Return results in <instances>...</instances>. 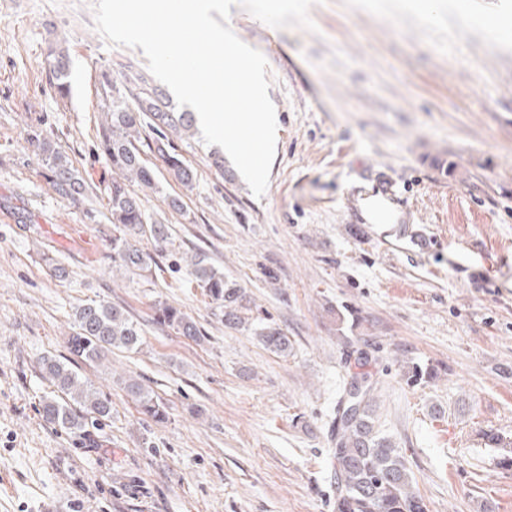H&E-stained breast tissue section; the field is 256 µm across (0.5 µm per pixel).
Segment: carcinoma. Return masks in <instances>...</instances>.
Instances as JSON below:
<instances>
[{
    "label": "carcinoma",
    "instance_id": "1",
    "mask_svg": "<svg viewBox=\"0 0 512 512\" xmlns=\"http://www.w3.org/2000/svg\"><path fill=\"white\" fill-rule=\"evenodd\" d=\"M46 77L49 86L61 99L71 95L69 53L56 41L48 43ZM103 96L98 150L112 168L108 186V206L112 224V269L142 273L151 269L153 257L141 246V238L157 243L167 241L165 224H150L143 199L132 190L133 185L151 191L156 189L153 170L142 157L143 148L157 154L166 164L172 178L184 188L193 187L194 169L186 164L167 136V132H188L194 126L193 113L179 110L165 93L140 72L121 77L105 71L101 75ZM155 133L152 142L141 141L144 119ZM29 145L42 156L43 176L55 193L63 199L80 203L86 198L85 188L66 155L47 137L33 136ZM191 274L199 287L219 309L224 325L238 329L249 322L250 298L245 289L207 263L202 254L188 260ZM155 321L176 333L201 341L204 335L193 318L167 302L155 305ZM75 331L68 337L69 352L84 359H97L116 348L133 351L142 343L141 330L127 311L104 300H89L75 308ZM254 335L269 351L286 355L291 341L279 328L260 325ZM43 370L58 392L66 396L59 401L48 397L42 412L51 423L73 433H83L80 413L96 419L112 416V401L65 364L48 356ZM364 382L357 406H343L338 400L336 429L331 449V462L336 484L334 512H425L422 497L412 487L404 457L395 444L375 429L374 401L377 384L365 372H356L351 380ZM124 389L139 404L142 414L161 422L166 419L164 404L152 396L135 378L124 381Z\"/></svg>",
    "mask_w": 512,
    "mask_h": 512
}]
</instances>
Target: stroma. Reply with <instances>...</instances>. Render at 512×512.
Wrapping results in <instances>:
<instances>
[{"mask_svg":"<svg viewBox=\"0 0 512 512\" xmlns=\"http://www.w3.org/2000/svg\"><path fill=\"white\" fill-rule=\"evenodd\" d=\"M230 11L269 64L266 193L253 196L220 146L169 133L197 178L183 188L146 153L159 190L144 205L169 238L143 240L157 265L140 277L112 271V171L97 141L101 73L146 71L142 49L109 46L60 0H0V512H333L336 402L363 354L376 425L427 512H512V469L485 439L512 442V29L487 23L512 17V0H319L314 34ZM52 39L69 49L67 100L46 78ZM36 131L89 203L50 188ZM378 175L398 223L362 218ZM197 252L246 288L254 322L279 327L289 355L225 326L185 262ZM88 300L125 307L139 349L70 355L73 309ZM158 301L189 313L204 341L157 324ZM47 355L107 394L110 420L82 436L43 420ZM415 364L437 378L408 381ZM131 377L166 420L142 414ZM124 389L139 404L142 414L157 422L166 419L167 411L164 404L152 396L139 380L135 378L125 380Z\"/></svg>","mask_w":512,"mask_h":512,"instance_id":"1","label":"stroma"}]
</instances>
